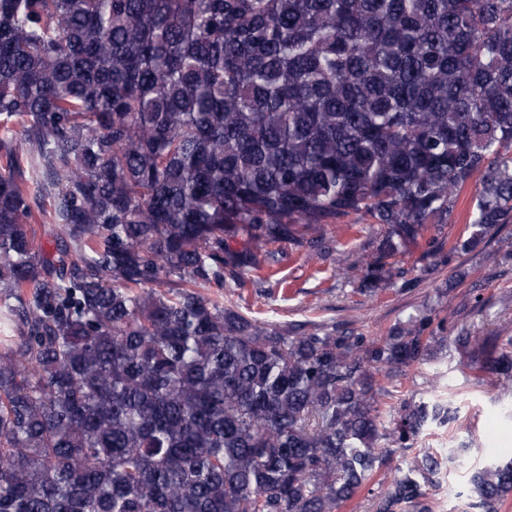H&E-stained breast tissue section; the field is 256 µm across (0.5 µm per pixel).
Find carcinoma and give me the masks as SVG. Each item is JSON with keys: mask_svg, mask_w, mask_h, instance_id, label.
I'll return each mask as SVG.
<instances>
[{"mask_svg": "<svg viewBox=\"0 0 512 512\" xmlns=\"http://www.w3.org/2000/svg\"><path fill=\"white\" fill-rule=\"evenodd\" d=\"M512 223V0H0V512H336L448 407L376 374L448 340L280 328L241 284L355 214L387 259L447 224ZM51 209L52 249L35 245ZM241 241V247L231 243ZM469 366L512 381V335ZM425 455L379 512L423 495ZM482 512L512 460L472 478Z\"/></svg>", "mask_w": 512, "mask_h": 512, "instance_id": "carcinoma-1", "label": "carcinoma"}]
</instances>
